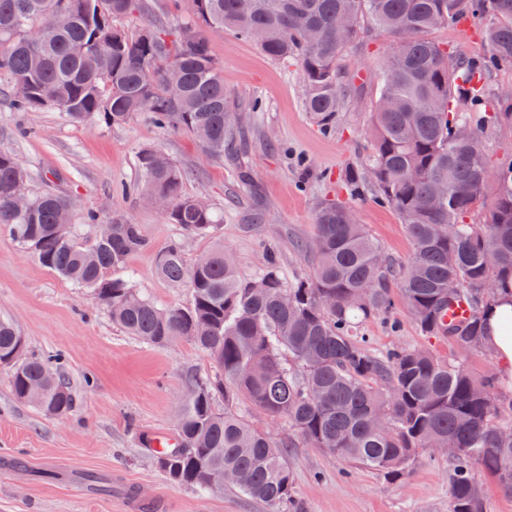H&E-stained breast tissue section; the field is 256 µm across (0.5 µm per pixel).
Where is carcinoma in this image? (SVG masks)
Listing matches in <instances>:
<instances>
[{
	"label": "carcinoma",
	"mask_w": 512,
	"mask_h": 512,
	"mask_svg": "<svg viewBox=\"0 0 512 512\" xmlns=\"http://www.w3.org/2000/svg\"><path fill=\"white\" fill-rule=\"evenodd\" d=\"M192 41L149 19L150 0H0V81L18 107L62 109L75 122L94 116L120 125L148 112L162 127L195 137L216 162L233 144L232 113L224 110V68L211 32L229 30L254 42L268 58L298 63L302 107L324 133L336 132L347 106L339 57L363 42L368 28L392 38L382 64L372 113V149L343 174L350 201L318 207L312 240L299 245L313 275L287 281L278 260L264 255L260 271L244 276L230 250L215 243L192 267L180 241L159 255V274L187 284L185 308H161L121 275L127 259L148 247L139 225L121 214L106 220L112 238L86 248L80 227L65 222L74 203L58 194L33 196L29 210L12 205L14 182L27 173L0 153V227L28 246L48 270L90 289L112 321L153 346L184 336L219 366L220 376L188 379L183 422L173 443L150 448L169 482L201 492L224 472V484L271 509L291 507L288 449L321 448L389 480L404 477L418 452L435 444L458 449L450 465V512H482L481 470L512 494V395L497 392L490 374L474 377L464 362L429 349L369 348L364 322L388 318L401 301L418 315L421 335L447 341L460 353H489L483 313L498 294L512 292V158L489 164L471 146L486 130L512 128V97L502 88L497 107L483 108L491 72L512 70V0H188ZM73 22L54 26L55 13ZM142 18L126 29L124 18ZM464 17L486 20L487 56L476 64L429 38ZM37 26V47L26 32ZM145 26L154 29L149 40ZM454 63L448 64V57ZM177 80L182 95L168 96ZM138 164L150 201L164 197L168 220L205 235L218 222L212 207L183 189V173L158 148ZM496 173L497 194L484 188ZM389 205L412 245L408 260L384 255L358 223L353 203L367 186ZM465 301L470 317L445 322ZM25 339L0 319V365L11 369L15 398L48 417L75 405L58 355L24 356ZM224 398V410L216 399ZM272 420L285 419L300 442L250 425L239 401ZM83 481L112 494V480L94 473Z\"/></svg>",
	"instance_id": "obj_1"
}]
</instances>
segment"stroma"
I'll return each instance as SVG.
<instances>
[{
  "label": "stroma",
  "instance_id": "obj_1",
  "mask_svg": "<svg viewBox=\"0 0 512 512\" xmlns=\"http://www.w3.org/2000/svg\"><path fill=\"white\" fill-rule=\"evenodd\" d=\"M213 52L224 66V99L238 125L239 150L211 160L190 134L159 127L148 113L122 125L95 117L73 122L52 109L24 112L0 94V152L25 168L28 188L71 200L77 216L101 218L121 212L139 224L148 248L133 254L125 271L158 306H187L191 292L158 273L157 257L171 241L183 242L194 264L213 241L236 257L244 275L256 274L266 251H275L285 277L308 275L309 258L294 243L312 239L318 203L333 197L343 170L361 163L371 147L370 109L376 75L391 48L390 37L370 32L367 46L341 60L343 93L351 103L335 134L319 131L302 108L296 64L267 58L254 44L229 31L212 32ZM159 148L182 169L184 190L207 199L220 220L210 236L184 234L140 191L138 156ZM310 161L309 171L296 165ZM381 249L404 261L412 245L395 211L373 195L355 204ZM0 318L14 322L31 354H56L76 405L49 418L15 399L10 372L0 366V512H129L125 496L103 495L78 482L94 472L134 487L153 512H268L232 488L204 495L168 483L155 468L141 434L173 429L192 375L218 368L192 342L164 347L139 343L113 324L87 290L41 266L32 251L0 230ZM362 332L375 353L396 346L427 347L451 357L446 342L422 336L404 308L391 319L374 318ZM298 512H449L448 457L419 454L410 473L389 481L356 469L319 448L291 449Z\"/></svg>",
  "mask_w": 512,
  "mask_h": 512
}]
</instances>
